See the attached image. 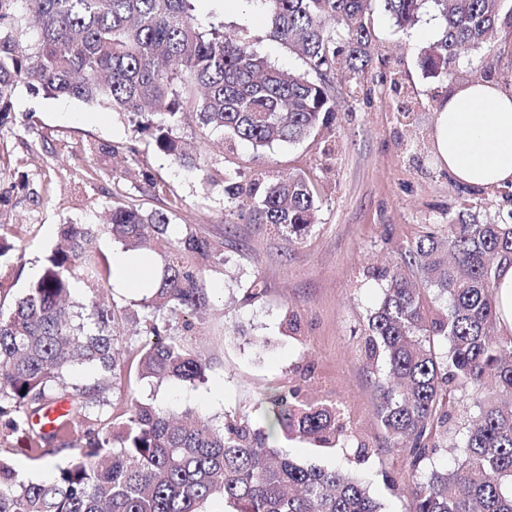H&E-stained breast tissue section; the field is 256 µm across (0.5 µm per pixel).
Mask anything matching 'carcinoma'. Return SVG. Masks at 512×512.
<instances>
[{"mask_svg": "<svg viewBox=\"0 0 512 512\" xmlns=\"http://www.w3.org/2000/svg\"><path fill=\"white\" fill-rule=\"evenodd\" d=\"M399 27L414 25L427 0H260L270 37L306 65L292 72L252 49L247 31L205 29L194 0H32L34 22L0 0V126L13 120L11 96L23 85L47 97L103 105L128 118L153 150L211 179L207 157L176 135L186 114L199 128L228 134L256 150L295 143L335 112L336 78L357 93L372 59V4ZM442 32L422 58L434 78L459 52L484 47L512 20V0H432ZM128 181L155 195L167 187L128 148ZM227 208H249L288 240L314 224L317 192L303 174L224 180ZM177 203L146 210L115 202L107 222L63 224L40 269L9 309L0 304V437L49 464L44 480H25L0 456V512H381L353 477L304 466L279 450L303 439L343 448L352 440L339 408L307 404L295 391L266 398L262 425L228 418L217 426L190 412H166L132 398L120 413L108 394L124 373L157 383L202 384L210 359L171 322L190 331L213 307L205 272L224 265V236L203 224L168 233ZM107 234L127 253L154 254L155 283L139 300L150 339L118 344L115 329L135 313L98 301L112 265L99 245ZM512 265V222H483L461 211L438 237L425 233L385 268L383 296L369 315L361 353L378 393L387 451L405 458L410 512H512V338L498 323L496 276ZM85 288L88 302L73 301ZM445 298L436 307L432 291ZM92 378L66 382L77 367ZM476 419L453 421L475 394ZM66 413L45 429V411ZM463 449L454 467L419 475L439 451ZM66 452L61 464L50 457Z\"/></svg>", "mask_w": 512, "mask_h": 512, "instance_id": "1", "label": "carcinoma"}]
</instances>
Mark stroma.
Returning a JSON list of instances; mask_svg holds the SVG:
<instances>
[{
	"mask_svg": "<svg viewBox=\"0 0 512 512\" xmlns=\"http://www.w3.org/2000/svg\"><path fill=\"white\" fill-rule=\"evenodd\" d=\"M195 13L225 31L245 29L255 51L293 71L303 61L272 40L255 0H195ZM371 17L373 66L364 89L350 96L336 88L330 128L308 139L265 151L244 141L225 140L197 124L182 125L180 136L212 161L214 181L202 185L197 173L148 153L153 174L178 195L173 232L204 224L224 237L223 267L207 271L214 296L211 313L186 339L211 361L205 383L186 387L118 379L109 399L114 408L130 397L150 399L167 410L223 422L226 416L258 421L266 397L296 389L301 399L337 404L358 440L372 453L357 461L351 449L319 448L288 441L290 457L354 474L380 503L382 512H409L403 457L386 451L377 421L379 400L361 357L368 316L382 297L377 270L394 265L418 236L443 233L462 209L481 220H496L512 209V186L466 192L433 162L431 135L437 108L452 85L492 75L512 91V30H499L496 53H462L446 78L427 75L424 50L437 40L442 20L425 5L417 23L398 28L380 5ZM399 79L403 94L391 88ZM15 115L32 113L31 127L0 128V222L18 233L21 267L0 268V288L19 296L53 245L60 225L97 224L115 201L165 207V199L121 179L122 156L96 159L87 148L135 143L128 121L110 109L76 99L48 98L17 87ZM67 144L76 152L57 161L52 149ZM306 173L320 199L316 221L301 239L289 242L273 226L247 216H225L224 178L241 183ZM263 290L245 301L251 284ZM296 328L286 333L285 318Z\"/></svg>",
	"mask_w": 512,
	"mask_h": 512,
	"instance_id": "stroma-1",
	"label": "stroma"
}]
</instances>
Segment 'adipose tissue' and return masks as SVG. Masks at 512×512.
<instances>
[{"instance_id":"ef3b65f1","label":"adipose tissue","mask_w":512,"mask_h":512,"mask_svg":"<svg viewBox=\"0 0 512 512\" xmlns=\"http://www.w3.org/2000/svg\"><path fill=\"white\" fill-rule=\"evenodd\" d=\"M433 155L470 189L512 184V93L488 79L460 82L436 112Z\"/></svg>"}]
</instances>
